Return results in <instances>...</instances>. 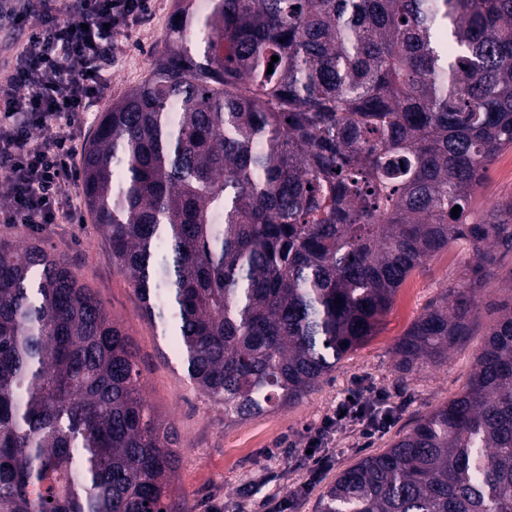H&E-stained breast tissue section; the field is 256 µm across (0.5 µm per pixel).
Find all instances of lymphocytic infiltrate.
I'll use <instances>...</instances> for the list:
<instances>
[{"label": "lymphocytic infiltrate", "instance_id": "1", "mask_svg": "<svg viewBox=\"0 0 512 512\" xmlns=\"http://www.w3.org/2000/svg\"><path fill=\"white\" fill-rule=\"evenodd\" d=\"M150 0H36L7 9L26 30L25 45L0 82V189L9 200L0 222L39 232L72 215L75 143L84 114L98 102L115 56V35L128 31ZM361 393L340 401L306 443L315 449L347 430L371 436L387 425L366 410Z\"/></svg>", "mask_w": 512, "mask_h": 512}]
</instances>
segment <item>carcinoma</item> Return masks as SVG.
Instances as JSON below:
<instances>
[{"mask_svg":"<svg viewBox=\"0 0 512 512\" xmlns=\"http://www.w3.org/2000/svg\"><path fill=\"white\" fill-rule=\"evenodd\" d=\"M509 148L512 0H174L80 186L227 423L315 391L456 243L462 280L395 346L403 384L445 364L512 252V200L473 208ZM498 313L466 389L341 472L319 512H512V298ZM178 444L67 257L0 239V512H166Z\"/></svg>","mask_w":512,"mask_h":512,"instance_id":"1","label":"carcinoma"}]
</instances>
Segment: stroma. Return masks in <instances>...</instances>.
<instances>
[{"instance_id": "1", "label": "stroma", "mask_w": 512, "mask_h": 512, "mask_svg": "<svg viewBox=\"0 0 512 512\" xmlns=\"http://www.w3.org/2000/svg\"><path fill=\"white\" fill-rule=\"evenodd\" d=\"M174 0H151L150 12L133 28L112 64L104 99L86 112L82 135H89L103 112L148 77L161 52ZM512 198V149L490 164L476 192L485 208ZM0 238L18 245L40 240L66 255L79 283L102 300L112 321L131 337L144 396L154 413L180 434V465L175 476L173 512H318L327 486L365 455L383 452L433 407L462 393L474 372V356L497 319V304L512 292V253L497 255L496 276L477 300V318L467 343L447 365L425 367L400 384L394 344L442 291L455 283L468 253L452 245L413 272L366 343L349 352L320 387L301 402L243 421L225 423L223 405L197 389L160 327L143 317L128 279L112 265L110 248L83 203L74 199V216L51 224L42 234L24 224H1ZM383 393L393 419L367 438L341 437L338 451L310 479L303 453L313 427L348 393Z\"/></svg>"}]
</instances>
